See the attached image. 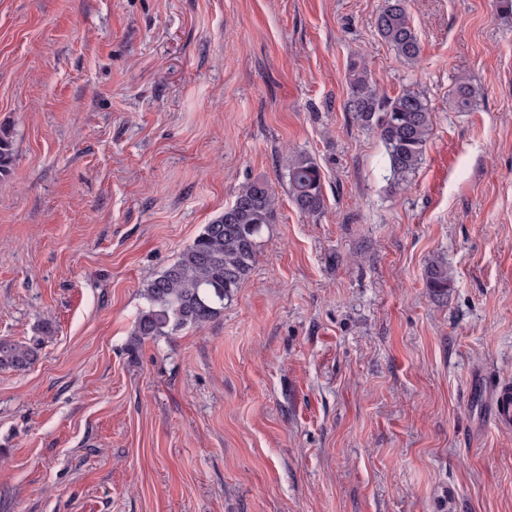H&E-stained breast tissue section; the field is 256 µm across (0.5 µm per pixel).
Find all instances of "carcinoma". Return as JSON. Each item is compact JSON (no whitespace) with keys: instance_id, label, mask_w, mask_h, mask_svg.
<instances>
[{"instance_id":"1","label":"carcinoma","mask_w":512,"mask_h":512,"mask_svg":"<svg viewBox=\"0 0 512 512\" xmlns=\"http://www.w3.org/2000/svg\"><path fill=\"white\" fill-rule=\"evenodd\" d=\"M375 28L398 58L417 62L421 45L406 0H385ZM348 80L347 110L358 126L377 133L382 140L386 179L394 183L404 180L421 164L432 134L433 116L426 98L410 90L395 96L379 93L361 59L350 61ZM478 95V88L461 78L452 92V106L458 112H468ZM13 160L11 137L0 129V175L10 170ZM286 178L288 195L301 213L312 217L323 213V177L313 158L297 154L288 164ZM278 203L268 181L244 184L224 213L205 225L173 264L146 282L135 335L153 339L186 327L202 329L220 316L224 303L232 300L250 276L258 240L265 228L276 223ZM423 279L435 294H448L451 276L446 262L427 265ZM36 360V346L0 340V369L26 371Z\"/></svg>"}]
</instances>
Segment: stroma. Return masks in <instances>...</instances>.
<instances>
[{
	"label": "stroma",
	"instance_id": "obj_1",
	"mask_svg": "<svg viewBox=\"0 0 512 512\" xmlns=\"http://www.w3.org/2000/svg\"><path fill=\"white\" fill-rule=\"evenodd\" d=\"M383 5L0 0V339L39 348L0 370V512H512V427L470 391L512 384V15L408 0V64ZM355 54L432 108L402 184L346 108ZM254 179L278 216L232 302L138 339L144 283ZM406 0H386L375 18L380 38L407 63H415L421 55V45L412 26ZM479 95V90L468 79L460 78L452 92L451 102L458 112H468ZM288 195L303 214L316 217L325 209L320 167L308 154H297L287 167ZM423 279L426 288L439 296L448 295L451 284V276L448 273V264L444 261H435L424 269Z\"/></svg>",
	"mask_w": 512,
	"mask_h": 512
}]
</instances>
